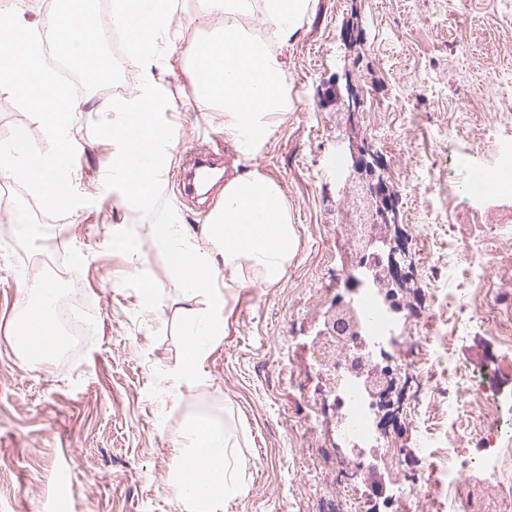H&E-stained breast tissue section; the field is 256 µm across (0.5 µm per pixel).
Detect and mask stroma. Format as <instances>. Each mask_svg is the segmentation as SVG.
<instances>
[{"label": "stroma", "instance_id": "obj_1", "mask_svg": "<svg viewBox=\"0 0 512 512\" xmlns=\"http://www.w3.org/2000/svg\"><path fill=\"white\" fill-rule=\"evenodd\" d=\"M172 27L179 49L156 73L177 131L162 195L197 236L224 194L212 206L193 205L179 199L176 177L191 151L213 146L224 115L197 104L191 53L224 19L201 18L195 0H177ZM283 57L292 108L261 154L229 174L255 168L280 186L296 254L276 285L224 289V336L206 375L171 388L190 316L206 299L190 296L155 250L150 220L102 186L113 145L91 125L109 88L81 94L69 129L72 185L86 204L44 217L49 236L19 237L14 228L28 223L33 197L13 185L9 207L0 208V512H181L169 440L198 414L223 423L238 443L235 467L247 490L226 512H318L320 499L335 497L353 453L336 432L329 377L311 360L335 307L324 288L336 269V211L354 205L355 184H413L373 219L418 243L416 273L396 291L398 306L415 312L414 336L426 337L431 321L447 326L454 283L432 272L447 268L448 243L463 233L441 207L448 129L461 127V147L478 144L488 155L512 133V22L501 0H313ZM366 95L376 106L369 123L358 115ZM116 234L134 254L113 251ZM51 247L94 310L96 330L67 363L32 365L15 338L29 282L23 265ZM145 278L156 292L151 305L142 301ZM453 348L461 365L476 368L504 354L490 323ZM413 418L373 448L376 463L358 488L362 512H387L395 497L398 477L385 464L392 448L424 476L416 512H448L438 485L448 468V407L431 397ZM424 437L432 447L421 446ZM454 493L466 512H512V479L498 485L466 468Z\"/></svg>", "mask_w": 512, "mask_h": 512}]
</instances>
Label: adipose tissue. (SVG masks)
Returning <instances> with one entry per match:
<instances>
[{
	"label": "adipose tissue",
	"instance_id": "adipose-tissue-1",
	"mask_svg": "<svg viewBox=\"0 0 512 512\" xmlns=\"http://www.w3.org/2000/svg\"><path fill=\"white\" fill-rule=\"evenodd\" d=\"M312 0H198L202 15H224V33L192 52L191 79L204 108L224 114V138L246 157H256L274 132L277 118L289 108L288 71L282 50L299 28ZM261 10L269 30L265 41L253 39L240 17ZM155 246L191 294L208 305L194 315L185 333L183 359L171 376L180 384L199 375L211 347L224 331L223 296L213 285L214 254L224 259L225 287H266L279 283L296 253L288 202L273 180L258 170L224 186V205L210 215L198 244L182 231L173 213L152 226ZM233 442L223 425L209 416L189 418L171 440L174 492L186 512H220L225 501L244 490L231 462Z\"/></svg>",
	"mask_w": 512,
	"mask_h": 512
}]
</instances>
